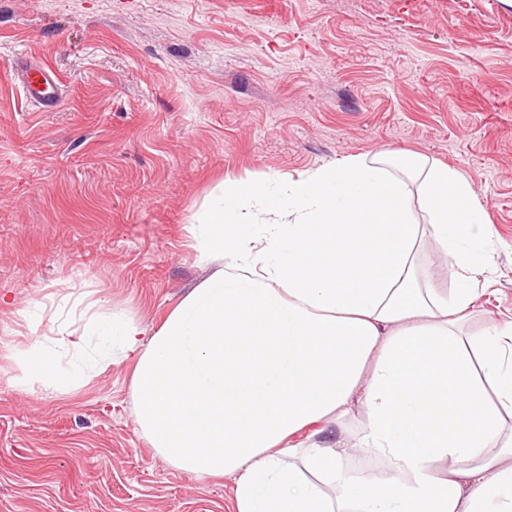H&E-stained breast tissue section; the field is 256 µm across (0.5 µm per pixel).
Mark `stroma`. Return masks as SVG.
<instances>
[{"label": "stroma", "instance_id": "35a3bbf8", "mask_svg": "<svg viewBox=\"0 0 512 512\" xmlns=\"http://www.w3.org/2000/svg\"><path fill=\"white\" fill-rule=\"evenodd\" d=\"M20 55L61 79L54 110ZM396 151L457 170L488 215L465 333L512 319V0H0V512H230L233 478L139 433L131 363L26 392L7 350L86 291L159 327L216 269L188 227L226 179ZM416 261L456 288L432 242ZM14 72L29 102L42 109L57 105L62 83L54 71L19 58L14 65Z\"/></svg>", "mask_w": 512, "mask_h": 512}]
</instances>
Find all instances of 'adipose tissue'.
<instances>
[{
    "mask_svg": "<svg viewBox=\"0 0 512 512\" xmlns=\"http://www.w3.org/2000/svg\"><path fill=\"white\" fill-rule=\"evenodd\" d=\"M487 224L468 179L410 152L229 179L194 234L221 266L158 329L122 307L67 317L13 353L11 381L64 392L132 362L140 433L175 471L234 476L235 512H512V322L462 332ZM425 240L453 293L416 264ZM416 261L421 268L433 273L429 288H435L438 291L448 290V294H450L457 287L452 260L432 242L424 241L419 244Z\"/></svg>",
    "mask_w": 512,
    "mask_h": 512,
    "instance_id": "ef3b65f1",
    "label": "adipose tissue"
}]
</instances>
